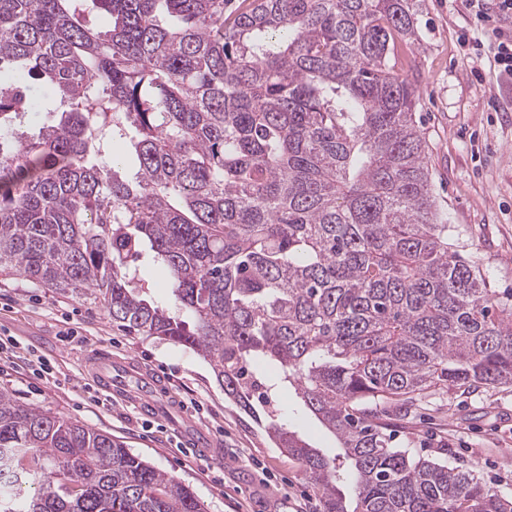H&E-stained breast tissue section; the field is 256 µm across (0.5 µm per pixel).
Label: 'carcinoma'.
I'll use <instances>...</instances> for the list:
<instances>
[{
	"mask_svg": "<svg viewBox=\"0 0 512 512\" xmlns=\"http://www.w3.org/2000/svg\"><path fill=\"white\" fill-rule=\"evenodd\" d=\"M104 24L89 28L82 4ZM421 0H0V272L103 300L264 415L319 512H512L384 409L512 385V293L450 243L416 124ZM64 107L24 138L15 120ZM121 143L134 176L109 146ZM177 311L148 295L143 252ZM338 439L276 421L283 388ZM0 512H207L108 432L0 390Z\"/></svg>",
	"mask_w": 512,
	"mask_h": 512,
	"instance_id": "carcinoma-1",
	"label": "carcinoma"
}]
</instances>
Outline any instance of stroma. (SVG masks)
I'll return each mask as SVG.
<instances>
[{"label":"stroma","mask_w":512,"mask_h":512,"mask_svg":"<svg viewBox=\"0 0 512 512\" xmlns=\"http://www.w3.org/2000/svg\"><path fill=\"white\" fill-rule=\"evenodd\" d=\"M418 31L424 49L417 70V119L428 144L439 205L460 231L465 253H480L491 285L512 291V78L487 71L484 59L464 57L459 38L473 34L462 0H424ZM19 344L0 360V390L20 403L111 433L205 501L209 512H316L318 497L299 463L276 448L265 423L224 397L211 366L195 352L113 326L92 295L38 287L16 273H0V337ZM135 360L169 380L179 408L157 404L154 416L114 402L85 371L95 349ZM46 360L36 376L28 354ZM278 422L327 456L339 443L293 392L278 398ZM203 413H196V406ZM400 421L392 444L474 470L490 487L512 494V388L471 396L436 397L391 406ZM190 420L219 442L216 465L181 440Z\"/></svg>","instance_id":"stroma-1"}]
</instances>
